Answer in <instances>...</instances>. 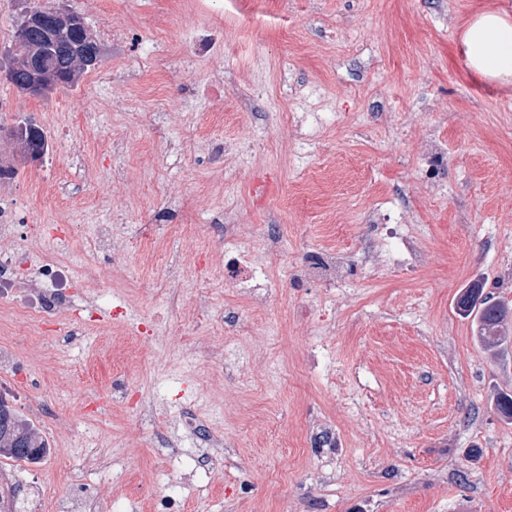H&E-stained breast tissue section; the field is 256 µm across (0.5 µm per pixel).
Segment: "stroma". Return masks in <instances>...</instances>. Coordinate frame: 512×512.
I'll use <instances>...</instances> for the list:
<instances>
[{
    "mask_svg": "<svg viewBox=\"0 0 512 512\" xmlns=\"http://www.w3.org/2000/svg\"><path fill=\"white\" fill-rule=\"evenodd\" d=\"M35 3L81 16L103 60L43 97L0 80V164L16 170L0 207L64 228L72 274L42 336L0 310V383L49 444L36 465L0 458L21 512L104 492L116 512H159L163 495L176 512H512V424L493 406L512 363L455 308L476 281L512 301V81L461 52L464 21L512 0ZM26 118L80 155L23 158L7 131ZM172 208L195 229L169 241ZM237 223L283 228L276 251L250 242L265 303L209 255L205 308L172 302L170 265ZM386 224L417 266L380 251ZM161 239L169 261L144 266ZM323 248L343 258L333 285L306 273ZM188 415L223 436L222 474L194 469ZM98 455L126 481L105 483Z\"/></svg>",
    "mask_w": 512,
    "mask_h": 512,
    "instance_id": "stroma-1",
    "label": "stroma"
}]
</instances>
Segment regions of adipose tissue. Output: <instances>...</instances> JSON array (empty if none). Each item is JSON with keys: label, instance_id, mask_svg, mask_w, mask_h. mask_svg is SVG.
Returning <instances> with one entry per match:
<instances>
[{"label": "adipose tissue", "instance_id": "adipose-tissue-1", "mask_svg": "<svg viewBox=\"0 0 512 512\" xmlns=\"http://www.w3.org/2000/svg\"><path fill=\"white\" fill-rule=\"evenodd\" d=\"M468 67L481 77L512 79V17L484 12L468 23L462 39Z\"/></svg>", "mask_w": 512, "mask_h": 512}]
</instances>
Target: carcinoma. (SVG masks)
Wrapping results in <instances>:
<instances>
[{
	"label": "carcinoma",
	"instance_id": "cac0c4a2",
	"mask_svg": "<svg viewBox=\"0 0 512 512\" xmlns=\"http://www.w3.org/2000/svg\"><path fill=\"white\" fill-rule=\"evenodd\" d=\"M77 43L80 44L81 52L87 56L101 53L100 45L90 34L60 25L59 37L46 50V91L52 92L60 87L71 88L78 83L81 75L87 72L75 58L74 45ZM41 44L42 33L37 29H30L21 38L12 39V85L20 92L24 91L29 78L26 66L28 50ZM16 131L24 134V138L18 141L23 157L35 159V156L30 154V149L34 146L37 147L38 155L44 154L45 133L40 127L26 121L17 125ZM456 308L460 314L472 318L476 339L483 348L512 353L506 336V330L512 323L511 307L493 300L484 294V287L477 285L460 295ZM495 406L501 418L511 424L512 394L500 393ZM48 451V443L38 429L0 398V457L36 463Z\"/></svg>",
	"mask_w": 512,
	"mask_h": 512
}]
</instances>
